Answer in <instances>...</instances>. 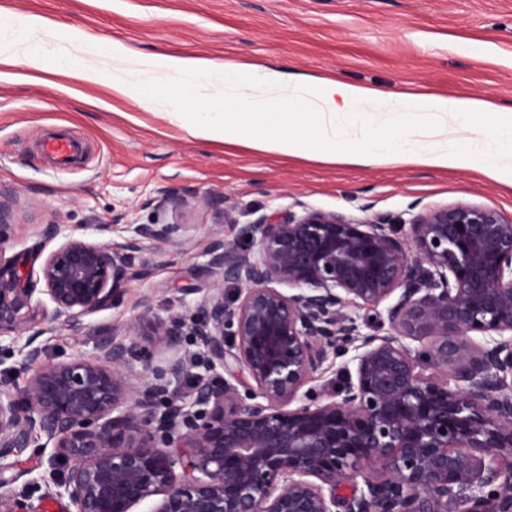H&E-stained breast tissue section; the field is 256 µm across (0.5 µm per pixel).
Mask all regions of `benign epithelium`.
Wrapping results in <instances>:
<instances>
[{
    "label": "benign epithelium",
    "instance_id": "7a95c632",
    "mask_svg": "<svg viewBox=\"0 0 512 512\" xmlns=\"http://www.w3.org/2000/svg\"><path fill=\"white\" fill-rule=\"evenodd\" d=\"M39 234L62 237L41 289L0 262V335L30 332L25 388H0V489L4 461L40 435L78 512H512V217L460 200L406 236L384 217L307 208L262 214L232 240L216 231L197 315L146 303L127 323L146 359L91 317L145 272L142 240L162 255L185 227ZM37 290L42 319L64 321L96 361L46 359ZM380 306L378 333L362 332L350 309ZM351 350L328 389L309 387ZM0 512L30 510L0 492Z\"/></svg>",
    "mask_w": 512,
    "mask_h": 512
}]
</instances>
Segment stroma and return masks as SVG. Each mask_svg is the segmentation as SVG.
I'll return each instance as SVG.
<instances>
[{"label": "stroma", "instance_id": "35a3bbf8", "mask_svg": "<svg viewBox=\"0 0 512 512\" xmlns=\"http://www.w3.org/2000/svg\"><path fill=\"white\" fill-rule=\"evenodd\" d=\"M36 16L46 21L49 64L35 71L19 61L0 81V201L12 211L0 258L35 277L40 259L58 242L43 224L82 228L92 240L129 236L140 224H182V245L156 261L142 245L147 273L112 309L94 317L115 341L143 349L124 325L150 302L154 313L195 312L211 230L233 236L225 211L270 213L305 208L359 220L388 216L400 234L426 209L466 200L512 217V186L468 169L422 166L352 167L191 136L167 115L112 89L116 64L86 55L98 78L85 81L65 66L80 40L117 42L129 54H191L221 62H262L287 73L420 90L456 97L478 94L512 107V0H0V28ZM482 52L457 51L460 41ZM62 134L82 147L73 163H55L44 150ZM174 203L159 207V190ZM25 335L0 336V385L22 391L29 372L18 353ZM42 341L46 357L92 359L91 345L59 321ZM52 448L35 438L23 462L7 471L10 491L42 512H76L58 496Z\"/></svg>", "mask_w": 512, "mask_h": 512}]
</instances>
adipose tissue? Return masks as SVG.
Wrapping results in <instances>:
<instances>
[{
	"label": "adipose tissue",
	"mask_w": 512,
	"mask_h": 512,
	"mask_svg": "<svg viewBox=\"0 0 512 512\" xmlns=\"http://www.w3.org/2000/svg\"><path fill=\"white\" fill-rule=\"evenodd\" d=\"M108 54L129 62L139 78L131 86L114 77L115 90L162 106L195 137L283 156L315 154L350 166L466 168L512 185V108L480 96L395 92L194 55L131 59L118 43ZM157 74L184 78L195 102L210 99L212 88L223 86V102L211 111H185L182 100L157 97ZM355 113L365 115V122H350Z\"/></svg>",
	"instance_id": "obj_1"
}]
</instances>
